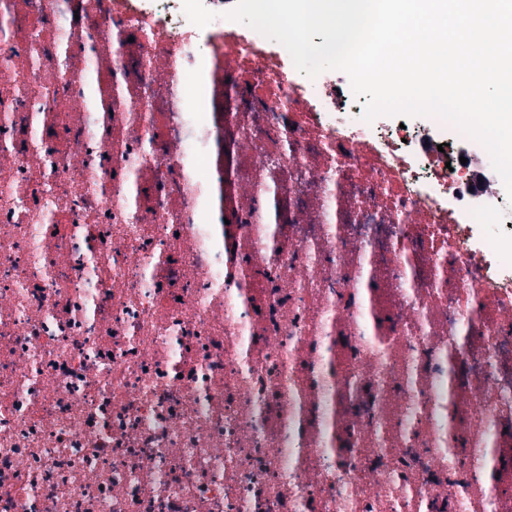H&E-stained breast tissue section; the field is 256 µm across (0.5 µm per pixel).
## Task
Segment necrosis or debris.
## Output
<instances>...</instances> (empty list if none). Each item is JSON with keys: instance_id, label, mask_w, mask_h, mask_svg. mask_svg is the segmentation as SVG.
Instances as JSON below:
<instances>
[{"instance_id": "4bbe7bcc", "label": "necrosis or debris", "mask_w": 512, "mask_h": 512, "mask_svg": "<svg viewBox=\"0 0 512 512\" xmlns=\"http://www.w3.org/2000/svg\"><path fill=\"white\" fill-rule=\"evenodd\" d=\"M170 2L0 0V512H512L502 211ZM511 224H474L471 225L472 234L476 244L491 251L501 267L508 273L512 272V247L504 248L502 243L507 242L510 236Z\"/></svg>"}]
</instances>
